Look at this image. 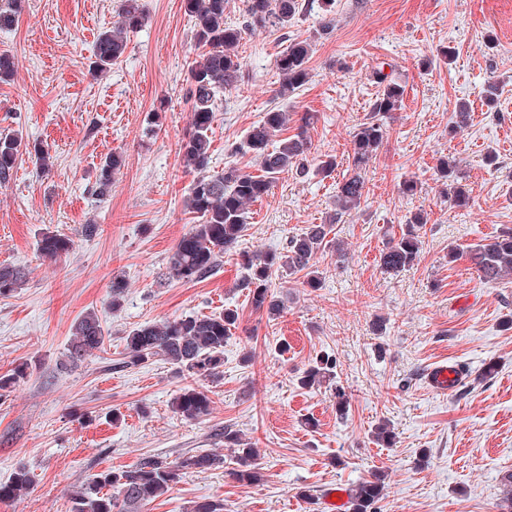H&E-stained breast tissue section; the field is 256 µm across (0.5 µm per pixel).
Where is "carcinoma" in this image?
<instances>
[{
    "label": "carcinoma",
    "instance_id": "1",
    "mask_svg": "<svg viewBox=\"0 0 512 512\" xmlns=\"http://www.w3.org/2000/svg\"><path fill=\"white\" fill-rule=\"evenodd\" d=\"M22 0H11L0 9V28L14 24ZM184 11L194 19V39L205 51L188 68L185 98L191 104L189 131L180 149L186 166L197 172L186 206L197 215L199 223L176 244L170 259L172 277L198 281L216 266L219 257L237 251L245 228L248 207L271 193L279 175L289 171L306 172L311 146L305 128L314 116H302L298 132L274 140L276 133L288 129L289 116L284 110L265 113L253 125L244 139L231 147L234 154H251L258 163V172L229 166L220 175H209L211 140L208 135L214 120L217 96L236 87L243 74L239 54L242 33L257 28L286 30L305 9L304 0H247L242 21L229 23L225 19L228 0H182ZM143 17L137 0H120L118 21L112 29L101 32L94 45L92 73L104 72L120 61L126 50L124 34L141 27ZM312 44L306 40L292 42L275 58V67L282 76L276 96L282 99L294 94L309 80L308 62ZM373 77L380 86L371 104V116L361 123L347 151L346 168L336 182L335 213L327 224H310L292 238L285 252L263 254L237 251L241 258L242 277L237 287L247 290L254 310L276 319L283 312L282 301L270 290V280L279 270L299 275L302 284L315 289L320 282L318 255L326 249L332 224L344 214L360 206L366 194V171L374 163L387 135L385 119L399 110L405 88L378 67ZM22 141L19 137L0 138V185L8 183L17 164ZM123 157L112 154L99 168L96 193L106 196L112 188V178L120 171ZM437 174L446 186L448 200L463 208L470 203V192L460 181L455 161L438 159ZM429 213L420 210L410 218L407 228L392 238L379 255L383 271L396 274L415 265L420 252L418 231L427 224ZM70 249V239L63 235H46L41 251L56 259ZM471 265L483 280L498 282L512 277V228L501 229L466 250ZM26 273L11 266L0 267V295H8L21 287ZM239 314L226 309L219 315L189 316L160 324H147L133 329L127 337L125 357L120 365L135 367L156 357L174 365L189 377L211 378L222 373L224 343L236 327ZM105 331L97 315L81 316L73 327L67 348L70 362L80 361L103 349ZM336 361L322 358L307 369L299 384L309 388L333 377ZM175 413L186 419H198L210 412V399L195 388H186L172 402ZM224 447L230 449L236 464L232 475L243 483H254L260 473L254 466L255 450L248 446L239 431L224 427ZM224 467V457L213 453L185 455L175 460L161 456L143 458L134 468L121 472L96 475L84 487L69 495L68 512H139L143 506L166 494L184 474ZM32 483L29 471L19 468L6 483H0V500H15ZM499 512H512V472L501 478ZM384 485L379 476L359 482L348 493L351 512H372L382 498Z\"/></svg>",
    "mask_w": 512,
    "mask_h": 512
}]
</instances>
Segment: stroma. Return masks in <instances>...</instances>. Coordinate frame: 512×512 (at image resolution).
<instances>
[{
	"label": "stroma",
	"instance_id": "1",
	"mask_svg": "<svg viewBox=\"0 0 512 512\" xmlns=\"http://www.w3.org/2000/svg\"><path fill=\"white\" fill-rule=\"evenodd\" d=\"M138 4L142 27L100 77L90 71L93 46L117 21L118 0H25L18 23L0 29V52L15 61L13 75L0 80V135L23 137L17 167L0 186V265L27 274L21 288L0 296V375L25 369L0 391V483L20 467L33 480L18 501H0V512H65L69 490L146 456L224 453L228 426L257 448L260 481L238 482L226 467L190 472L144 512H188L204 499L223 500L227 512H324L327 490L375 471L386 483L377 512H498L500 476L512 470V279L485 282L468 259L449 262L448 250L512 227V0H335V27L321 37V0H311L287 32L245 34L243 78L222 96L209 133L210 173L256 170L251 156L228 146L274 108L294 119L316 113L307 133L312 156H343L376 97L373 69L391 66L405 88L366 174V200L331 233L345 261L327 249L316 290L274 274L271 289L285 305L274 320L236 288L235 253L200 280L167 276L169 255L197 222L186 206L195 174L180 144L198 50L182 0ZM310 38L308 83L275 97L276 55ZM445 46L455 49L453 61L438 57ZM492 83L500 95L490 103L484 90ZM164 101L162 128L150 131ZM462 102L472 117L454 133ZM39 150L49 170L37 164ZM114 153L124 165L102 198L99 167ZM442 156L459 164L469 207L451 206L442 193L434 170ZM406 181L416 183L415 194H402ZM335 191L332 177L281 175L250 206L241 247L283 252L307 225L326 222ZM421 208L430 221L418 262L384 273L381 250ZM87 224L96 234H84ZM48 234L71 240L67 255L43 256ZM116 277L127 283L117 311ZM227 308L238 310L240 326L224 345L223 372L195 382L211 400L207 416L173 412L188 384L173 365L119 367L133 329ZM89 312L107 339L73 365V326ZM323 355L336 361L337 387H301L298 377ZM492 359L496 376L478 380ZM438 363L464 368L454 391L427 385ZM340 389L351 404L344 417L336 413ZM382 421L396 434L388 446L373 436Z\"/></svg>",
	"mask_w": 512,
	"mask_h": 512
}]
</instances>
